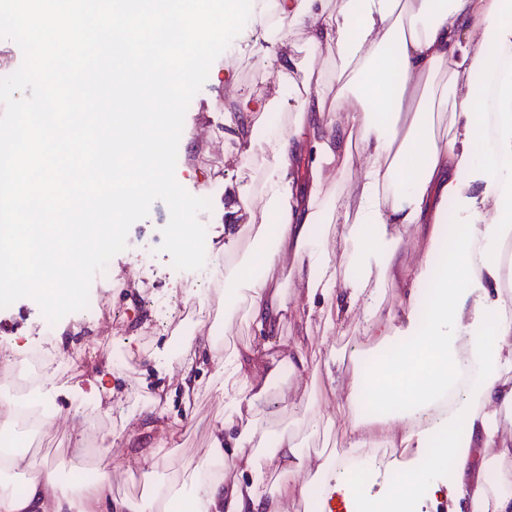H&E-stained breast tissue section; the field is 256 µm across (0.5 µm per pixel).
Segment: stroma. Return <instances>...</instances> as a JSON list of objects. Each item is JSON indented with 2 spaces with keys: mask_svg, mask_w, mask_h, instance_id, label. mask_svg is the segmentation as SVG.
I'll return each instance as SVG.
<instances>
[{
  "mask_svg": "<svg viewBox=\"0 0 512 512\" xmlns=\"http://www.w3.org/2000/svg\"><path fill=\"white\" fill-rule=\"evenodd\" d=\"M275 4L267 0L252 10L241 33L212 63L208 78L193 96L178 143L175 179L193 196L208 195L210 210L201 212L208 247L202 269H174L162 252V230L170 219L164 201H154L146 218L128 231L130 244L108 263L107 274H96L90 293L101 312L70 313L46 325L39 304L22 298L0 308V342L8 343V358L0 357V381L8 380L11 358L36 347L46 357L66 353L55 368V392L46 411L52 423L42 433L20 436L19 447L30 449L58 467L64 481L78 479L94 464V444L108 448L112 460V492L137 495L148 486L183 477L184 493L200 479V464H218L225 482L238 477L235 469L210 450L214 426L237 416L224 394V373L211 362L198 372L199 385L190 407H183L179 364L188 344L200 337L220 339L224 354L256 352V369L272 356H287L295 337L311 336L309 357L315 374L298 376L281 369L254 410L258 442L271 447L281 431L295 432L311 458L341 456L345 441L334 420L336 397L325 380L326 362H335L340 377H348L357 362L370 356L376 344L363 330L364 309L341 316L336 329L324 334L322 317L307 323L288 315L271 347L246 316L242 298L228 300L222 283L230 266L249 260L258 225L273 223L261 196L264 172L272 155L271 131L289 126L307 88L309 70L330 76L333 64L312 61L302 27H281ZM295 62L287 76H278L273 57ZM255 129L254 141L239 138L243 125ZM166 303L167 317L157 305ZM123 363H116V356ZM312 407L322 426L306 430L303 410ZM161 413L148 423L147 411ZM181 424L173 441H166L165 419ZM157 445L155 463L144 462L138 449Z\"/></svg>",
  "mask_w": 512,
  "mask_h": 512,
  "instance_id": "1",
  "label": "stroma"
}]
</instances>
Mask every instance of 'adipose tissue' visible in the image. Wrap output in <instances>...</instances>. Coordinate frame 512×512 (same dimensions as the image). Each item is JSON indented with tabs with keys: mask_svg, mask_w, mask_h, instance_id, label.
Masks as SVG:
<instances>
[{
	"mask_svg": "<svg viewBox=\"0 0 512 512\" xmlns=\"http://www.w3.org/2000/svg\"><path fill=\"white\" fill-rule=\"evenodd\" d=\"M280 24L302 25L311 58L335 48L336 75L354 73L350 90L306 95L290 128L281 130L263 181L267 207L279 222L251 264L224 278V290L251 291L248 315L264 336L276 335L287 307L277 277L284 255L299 261L298 279L307 303H320L326 329L332 310L364 308V329L379 340L398 337L397 350L354 370L345 399L336 405L344 424L346 455L366 447L368 428L388 435L393 448L414 456L437 446L454 463L446 479L438 468H409L401 460H370L367 478L355 483L326 459L306 474L299 442L278 433L270 452L253 444L254 421L227 420L212 432L211 450L228 454L240 477L198 483L190 512H287L295 496L307 500L318 488L317 512H406L425 500L448 501V512H512V267L499 260L512 236V73L501 76L502 118L493 146L482 149L474 112L482 92L476 74L492 71V46H512V20L505 0H278ZM452 115L447 134L434 133L435 116ZM313 160L304 193L287 172L304 151ZM365 158L353 186L356 208L348 235L358 246L359 269L339 281L340 261L316 235L333 202L331 176L341 174L354 153ZM495 215L484 223L482 199ZM455 201L462 233L448 276L421 321L419 287L429 280L444 233L441 207ZM399 224L423 237L425 255L405 264L402 241L387 227ZM401 286L397 307L381 309L366 291L374 269ZM224 389L238 406L253 409L265 386L247 372L241 356L224 366ZM457 390L453 409L436 410L439 396ZM281 464L276 489L262 484L266 457ZM24 476L22 491L0 482V512H177V482L152 486L139 497L112 493V466L92 480L64 484L55 467L34 454L0 455V473Z\"/></svg>",
	"mask_w": 512,
	"mask_h": 512,
	"instance_id": "ef3b65f1",
	"label": "adipose tissue"
}]
</instances>
